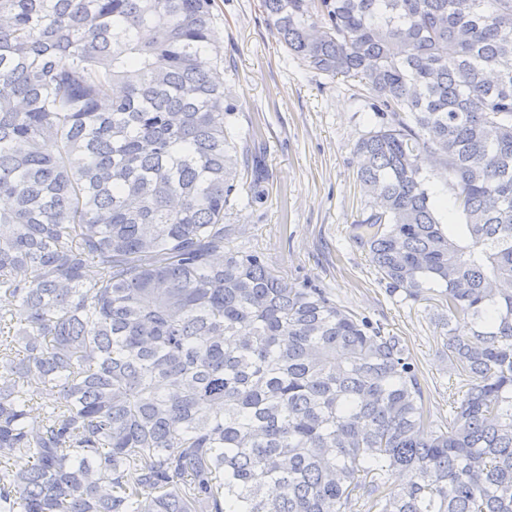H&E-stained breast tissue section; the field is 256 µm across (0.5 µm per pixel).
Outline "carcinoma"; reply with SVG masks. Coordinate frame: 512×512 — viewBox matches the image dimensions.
Segmentation results:
<instances>
[{
	"mask_svg": "<svg viewBox=\"0 0 512 512\" xmlns=\"http://www.w3.org/2000/svg\"><path fill=\"white\" fill-rule=\"evenodd\" d=\"M257 8L376 101L354 238L470 317L466 392L433 424L400 337L226 243L214 0H0V512H512V0ZM425 174L429 177L427 185L430 192L433 193V195H436L444 205V210L438 212V218L441 224L465 223L464 217L459 212H452L455 190L451 182L448 181L446 174H443L441 170L433 168H431V170L428 169Z\"/></svg>",
	"mask_w": 512,
	"mask_h": 512,
	"instance_id": "1",
	"label": "carcinoma"
}]
</instances>
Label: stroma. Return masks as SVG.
I'll list each match as a JSON object with an SVG mask.
<instances>
[{
    "instance_id": "obj_1",
    "label": "stroma",
    "mask_w": 512,
    "mask_h": 512,
    "mask_svg": "<svg viewBox=\"0 0 512 512\" xmlns=\"http://www.w3.org/2000/svg\"><path fill=\"white\" fill-rule=\"evenodd\" d=\"M257 0H214L224 62V99L240 131L238 173L260 156V198L231 200L224 227L231 246L262 253L276 274L327 289L337 303L383 323L404 339L425 386L433 421L447 420L453 380L445 351L449 328L434 301L390 293L353 238L357 220L376 211L357 179V141L377 120L357 80L329 78L292 56L271 33Z\"/></svg>"
}]
</instances>
